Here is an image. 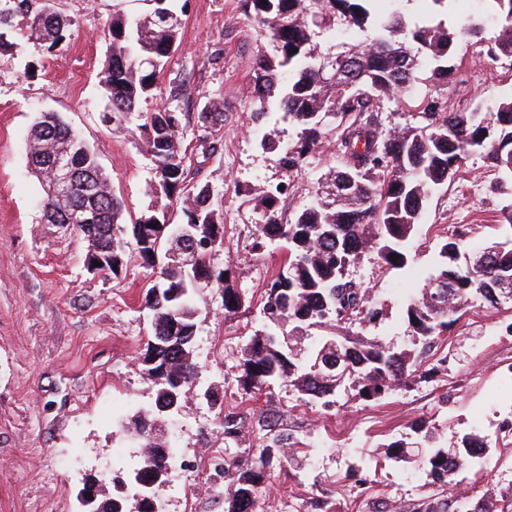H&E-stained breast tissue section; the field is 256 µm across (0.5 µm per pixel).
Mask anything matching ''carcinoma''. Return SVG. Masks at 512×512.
I'll list each match as a JSON object with an SVG mask.
<instances>
[{
	"instance_id": "cac0c4a2",
	"label": "carcinoma",
	"mask_w": 512,
	"mask_h": 512,
	"mask_svg": "<svg viewBox=\"0 0 512 512\" xmlns=\"http://www.w3.org/2000/svg\"><path fill=\"white\" fill-rule=\"evenodd\" d=\"M149 13L112 15L107 35L112 53L101 80L109 92L112 120L123 126L136 122L146 153L151 156L158 184L155 191L181 204L185 223L198 226L210 248L191 251L193 244L176 247L177 255L194 260V267L178 281L165 278L146 295L152 312L151 334L142 358L145 371L157 386L147 408L138 410L136 429L143 447H158L155 427L148 416L160 409L174 415L186 391L199 388L201 369L193 353L197 332L193 300L201 287L218 289L224 317L232 318L245 305L242 290L230 283L228 269H216L213 253L224 246V224L209 186L191 183L190 157L183 147L190 114L162 107L141 112V99L156 90L158 75L168 62L178 37L179 22L170 0H148ZM384 0H243L246 12L265 33L268 48L255 60L251 100L256 116L271 112L296 129L295 139L283 149L282 166L293 174L303 160L327 138L336 144L335 181L355 177L356 190L340 203L325 202L315 194L288 222L279 217V197L261 189L256 196L258 235L255 249L279 244L287 258L266 284L255 330L238 358L243 394L255 397L277 384H286L305 402L325 407L336 403L343 384L368 401H379L405 388L424 358L459 320L458 313L473 295L493 304L496 285L512 279V204L503 208L506 241L484 248L493 252L488 265L468 264L457 232L440 249L437 275L448 285L441 298L422 286L408 299L406 316L420 349L400 350L381 337L364 334L374 319L370 294L349 277L369 252L389 270H404L410 260L407 241L414 234L431 191L450 181L472 155L479 154L512 183V98L489 113L458 111L434 98L423 97L415 111L386 128L383 109L393 99L405 100L418 84L446 85L455 78L454 60L459 36L446 19L410 22L399 10L387 14ZM493 37L484 24L467 33L487 44L488 63L512 59V0H485ZM73 26L56 0H0V52L10 46L5 30L16 28L47 48L61 43ZM347 35L338 42L336 33ZM352 57L354 74L330 78L321 74L327 58ZM431 68L422 72L421 61ZM202 125L224 121V102L216 101L199 113ZM202 165L219 151L207 134L199 136ZM75 154L79 174L69 198L60 203L45 194L41 221L57 224L70 208L86 207L97 213L96 222L82 229L94 248L112 247V274H118L123 256L132 251L156 268L154 253L162 252L172 225L169 205L145 211L134 222H124L122 203L96 160V154L56 112H41L30 130L32 172L46 182L48 159L57 153ZM312 340L308 357L297 345ZM224 443L236 444L245 429L237 412L220 415ZM259 448L244 458L224 454L223 512H257V488L271 479L273 462L286 458L290 437L280 428L274 409L258 420ZM459 456L448 449L428 447L421 457L427 476L453 488L459 471L473 466L485 439L465 434L458 441ZM470 512H512V496L498 504L481 495L471 496Z\"/></svg>"
}]
</instances>
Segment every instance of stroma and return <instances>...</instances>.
Segmentation results:
<instances>
[{
	"mask_svg": "<svg viewBox=\"0 0 512 512\" xmlns=\"http://www.w3.org/2000/svg\"><path fill=\"white\" fill-rule=\"evenodd\" d=\"M74 25L55 48L24 41L0 54V512H81L76 491L85 478L129 470L139 459V439L125 425L156 390L139 357L150 333L145 296L156 275L128 254L118 275L86 265L89 243L80 232L41 221L43 191L28 161L27 136L42 111L59 113L98 153L124 216L137 218L156 198L153 164L135 128L116 127L100 71L110 53L102 31L115 8L148 13V0H57ZM179 34L158 77L160 94L141 102L145 112L162 104L198 115L209 102L224 103L222 148L194 175L221 206L224 248L217 267L232 268L235 285L259 305L285 255L253 251L254 189L287 183L283 219L309 203L336 164L334 141H323L303 168L285 175L279 153L261 139L287 122L259 123L248 94L256 55L265 41L241 0H175ZM457 80L436 89L437 98L465 109H487L512 97V62L488 67L468 37H461ZM182 86L178 96L170 89ZM512 188L481 156L470 157L451 183L435 188L408 242L410 266L396 271L366 254L351 278L369 288L378 317L366 327L403 348L412 345L406 289L435 274L448 225L463 231L467 252L503 238L502 209ZM195 357L202 385L218 387L210 404L188 393L181 412L166 422L189 471L173 470L163 489L166 512H189L220 483L206 455L224 445L219 411L253 410L242 440L255 445L256 413H280L293 449L288 462L259 490L264 512H412L423 498L447 488L430 484L419 459H383L382 444L405 440L450 447L470 432L490 444L477 477L479 492L512 489V431L503 418L512 399L503 393V367L512 362V306L492 307L473 298L437 350L444 371L418 380L380 402L341 391L331 408L298 401L294 391L273 386L243 403L237 385L241 349L257 327L252 314L224 317L220 291L202 289L195 302Z\"/></svg>",
	"mask_w": 512,
	"mask_h": 512,
	"instance_id": "35a3bbf8",
	"label": "stroma"
}]
</instances>
